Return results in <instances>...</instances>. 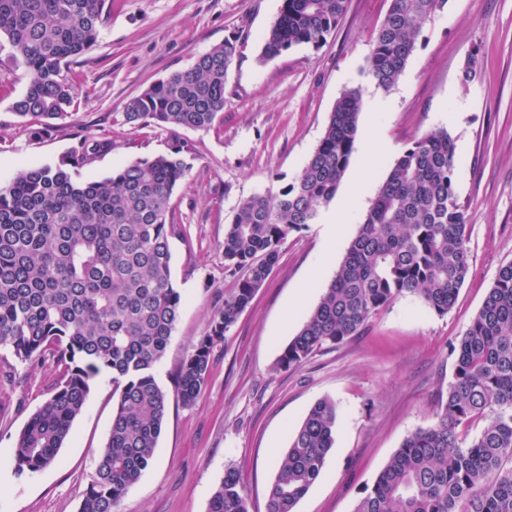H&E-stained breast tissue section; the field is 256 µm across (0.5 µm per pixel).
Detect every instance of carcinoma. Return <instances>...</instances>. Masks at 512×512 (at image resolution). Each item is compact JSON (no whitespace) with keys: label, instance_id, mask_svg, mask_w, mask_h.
<instances>
[{"label":"carcinoma","instance_id":"obj_1","mask_svg":"<svg viewBox=\"0 0 512 512\" xmlns=\"http://www.w3.org/2000/svg\"><path fill=\"white\" fill-rule=\"evenodd\" d=\"M447 0H390L367 75L382 90L404 73L423 24ZM348 0H282L263 37L274 58L321 47ZM112 0H0V36L28 75L13 103L34 133L48 134L74 105L70 62L96 45ZM236 52L224 41L193 65L150 84L125 105L133 128L210 130L224 123V88ZM361 87L343 91L300 174L278 193L239 203L224 229L225 270L236 285L209 316L179 367L174 395L193 404L211 355L251 304L288 236L320 220L336 197L358 132ZM112 148L85 139L55 164L17 171L0 183V348L21 362L51 353L62 379L21 430L14 474L58 462L94 380L112 375L117 407L79 512H119L152 465L168 408L155 366L164 357L183 298L171 277L169 239L182 231L172 198L192 169V148L139 158L102 179L72 170ZM448 131L413 140L396 160L317 306L288 341L276 369L299 368L317 349L343 343L400 296H418L438 315L453 307L470 271L467 218L454 190ZM453 380L436 421L408 436L354 512H512V261L501 265L455 348ZM335 402H316L294 429L269 491L266 512H295L320 477L336 439ZM473 423L468 436L459 427ZM207 512H249L237 470L226 469Z\"/></svg>","mask_w":512,"mask_h":512}]
</instances>
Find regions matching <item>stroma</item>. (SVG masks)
Here are the masks:
<instances>
[{"instance_id": "stroma-1", "label": "stroma", "mask_w": 512, "mask_h": 512, "mask_svg": "<svg viewBox=\"0 0 512 512\" xmlns=\"http://www.w3.org/2000/svg\"><path fill=\"white\" fill-rule=\"evenodd\" d=\"M282 0H112L96 46L70 66L77 98L51 134H33L12 106L27 74L0 39V182L17 169L53 164L87 138L112 149L80 167L83 180L138 158L192 147L193 168L173 197L182 231L170 240L171 273L184 304L154 374L173 391L208 315L234 288L221 244L238 203L291 183L317 147L342 92L385 96L390 109H361L359 130L376 125L382 152L354 153L360 203L336 196L319 223L291 233L250 306L211 357L208 383L189 406L171 400L154 461L129 490L121 512H207L228 467L241 475L249 512L267 495L291 432L311 406L335 402L336 442L296 512H353L403 441L435 421L453 379L452 350L482 305L501 264L512 260V0H448L422 27L398 82L380 91L367 78L374 37L390 0H349L326 43L261 57L262 36ZM237 42L217 130L137 129L121 122L128 100L151 83L190 68L224 40ZM477 74L464 80L469 61ZM445 129L456 148L454 188L468 224L469 276L455 306L437 315L417 297H399L357 336L316 350L298 369L276 370L284 346L319 301L358 232L379 185L411 142ZM346 227L327 267L323 229ZM62 369L52 354L23 363L0 348V512H79L117 402L110 375L97 378L56 465L15 477L12 450Z\"/></svg>"}]
</instances>
